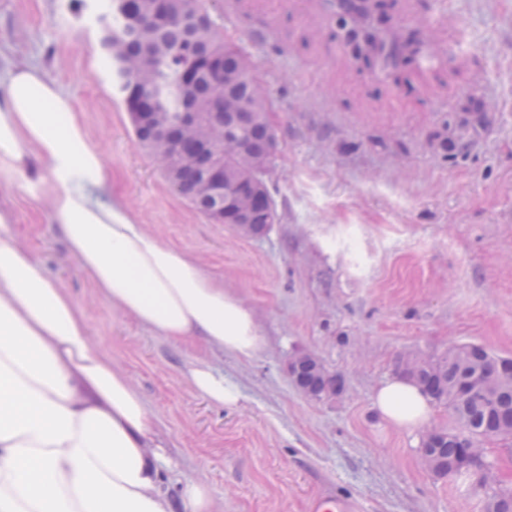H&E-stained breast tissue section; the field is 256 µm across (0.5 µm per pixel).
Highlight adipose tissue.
Segmentation results:
<instances>
[{
  "label": "adipose tissue",
  "mask_w": 512,
  "mask_h": 512,
  "mask_svg": "<svg viewBox=\"0 0 512 512\" xmlns=\"http://www.w3.org/2000/svg\"><path fill=\"white\" fill-rule=\"evenodd\" d=\"M0 172L47 203L68 256L114 309L172 340L245 359L260 350L252 312L112 197L70 97L39 67L0 72ZM13 222L0 204V512H173L141 396L91 346L78 305L18 244ZM189 377L210 402L238 404L206 362ZM374 405L408 431L431 413L404 378L384 382Z\"/></svg>",
  "instance_id": "1"
}]
</instances>
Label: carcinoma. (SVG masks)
<instances>
[{
    "mask_svg": "<svg viewBox=\"0 0 512 512\" xmlns=\"http://www.w3.org/2000/svg\"><path fill=\"white\" fill-rule=\"evenodd\" d=\"M140 4L141 0H112V9L97 16L101 45L110 44L115 49L108 55L109 70L122 99H127L134 85L148 108L175 115L186 105L185 89L180 85L186 71L194 77L193 89L198 97L208 96L212 84L224 82V114L228 119L211 118L200 132L176 137L136 128L137 139L162 169L169 156L193 154L200 138L210 140L224 149V188L235 206L258 215L264 213L273 203L270 193L243 194L238 185L276 138L264 116L268 92L253 76L251 58L224 38L220 25L208 23L209 13L198 0H172L161 17L139 13ZM388 22L385 0H368V4L342 18V23L352 25L353 36L364 43L372 67L392 73L415 64L418 40L410 34L400 41L382 40L380 30ZM201 178L196 169L182 170L177 192L203 213L206 204L196 192ZM502 362L503 358L484 350L477 369L485 381L493 382L499 377ZM397 370L431 401L449 406L454 413L460 431H439L431 447L440 470L460 466L467 443L485 437H512V390L494 389L488 395L469 397L457 393L454 384L465 379V372L448 355L436 359L432 368L416 373L411 370V361L404 359Z\"/></svg>",
    "mask_w": 512,
    "mask_h": 512,
    "instance_id": "carcinoma-1",
    "label": "carcinoma"
}]
</instances>
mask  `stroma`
Wrapping results in <instances>:
<instances>
[{
    "mask_svg": "<svg viewBox=\"0 0 512 512\" xmlns=\"http://www.w3.org/2000/svg\"><path fill=\"white\" fill-rule=\"evenodd\" d=\"M97 0H0V67L43 68L73 101L113 194L163 243L221 280L253 313L247 360L175 342L122 315L66 257L48 206L0 176L18 242L79 305L94 347L142 396L166 445V486L205 484L213 512H307L324 491L357 512H484L512 491V438L481 441L480 471L439 478L406 432L375 410L402 356L455 344L512 358V0H396L400 30H422L440 62L394 82L360 66L316 0H249L236 26L202 0L256 63L278 149L266 181L278 220L260 236L215 224L166 181L135 137L109 79ZM268 30L265 45L252 29ZM310 352L339 377L314 402L288 361ZM206 360L241 393L203 398L188 371ZM306 358H316L314 355L309 353H299L295 355L288 363V374L291 378L292 384L294 387L307 399L311 401H322L325 399H329L336 395V392L340 390L341 384L340 379L332 374L328 377L327 383L333 387H336L335 389H331L329 387H324L321 390L312 391L304 386H302L299 381L298 377L296 376L297 368L299 366V363L306 359Z\"/></svg>",
    "mask_w": 512,
    "mask_h": 512,
    "instance_id": "obj_1",
    "label": "stroma"
}]
</instances>
